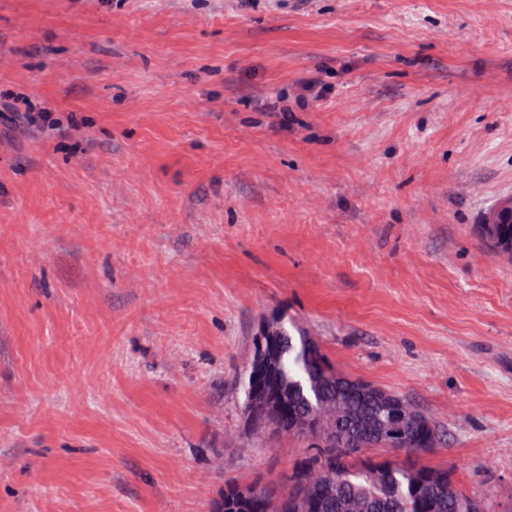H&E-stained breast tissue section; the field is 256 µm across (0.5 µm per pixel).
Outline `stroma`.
I'll list each match as a JSON object with an SVG mask.
<instances>
[{
	"mask_svg": "<svg viewBox=\"0 0 512 512\" xmlns=\"http://www.w3.org/2000/svg\"><path fill=\"white\" fill-rule=\"evenodd\" d=\"M509 97L512 0H0V512L280 483L307 443L250 433L242 387L271 318L512 512V263L476 232Z\"/></svg>",
	"mask_w": 512,
	"mask_h": 512,
	"instance_id": "1",
	"label": "stroma"
}]
</instances>
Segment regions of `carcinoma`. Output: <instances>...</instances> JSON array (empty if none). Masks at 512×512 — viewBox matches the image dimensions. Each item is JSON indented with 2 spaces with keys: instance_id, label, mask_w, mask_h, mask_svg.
Instances as JSON below:
<instances>
[{
  "instance_id": "carcinoma-1",
  "label": "carcinoma",
  "mask_w": 512,
  "mask_h": 512,
  "mask_svg": "<svg viewBox=\"0 0 512 512\" xmlns=\"http://www.w3.org/2000/svg\"><path fill=\"white\" fill-rule=\"evenodd\" d=\"M277 370L288 385V416L279 417V434H290L289 417L315 420L324 405L330 409L324 425L336 433L337 445L318 448L305 456L284 478L286 494L296 483H309L318 508L304 500L288 512H472L476 499L462 492L454 481L435 482L448 475L446 468H430L393 459H373L366 448H387L389 438L365 427L362 416L375 414L379 425L388 422V411L378 400L358 391L355 379L342 375L330 364L312 336H293L282 329ZM439 432L430 417L418 411L398 424L395 450L430 452L439 443ZM227 484L214 502L213 512H258L259 496Z\"/></svg>"
}]
</instances>
